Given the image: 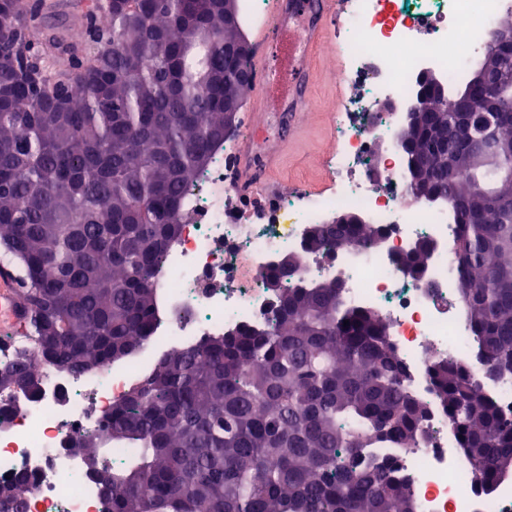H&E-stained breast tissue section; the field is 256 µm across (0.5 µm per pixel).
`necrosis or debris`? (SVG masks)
Here are the masks:
<instances>
[{
    "label": "necrosis or debris",
    "mask_w": 512,
    "mask_h": 512,
    "mask_svg": "<svg viewBox=\"0 0 512 512\" xmlns=\"http://www.w3.org/2000/svg\"><path fill=\"white\" fill-rule=\"evenodd\" d=\"M510 11L512 0H348L334 30L343 49L336 77L361 85L363 93L335 107L338 147L330 158V188L245 205L232 178L239 143L226 138L190 191L183 233L158 277L160 316L144 353L78 375L32 357L41 392L23 399L11 426L0 431V482L21 473L34 479L27 512H103L99 486L81 478L82 464L69 451L74 440L98 430L113 403L149 368V353L195 346L242 325H265L276 302L264 277L287 252L301 258L296 283L340 281L345 305L379 314L406 385L430 403L421 432L399 452L405 488L419 512H512V480L478 491L452 423L432 403L428 371L437 360L466 364L476 390L508 418L512 380L483 370L451 274L455 213L414 200L398 144L400 117L385 109L391 100L414 102L415 78L424 67L459 79L486 47L495 18ZM369 112L379 113V123L367 124ZM339 209L382 225L385 249L361 257L348 250L309 251L312 225ZM420 241L431 257L422 278L412 281L392 253Z\"/></svg>",
    "instance_id": "1"
}]
</instances>
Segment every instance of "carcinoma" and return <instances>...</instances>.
Returning a JSON list of instances; mask_svg holds the SVG:
<instances>
[{
	"label": "carcinoma",
	"instance_id": "obj_1",
	"mask_svg": "<svg viewBox=\"0 0 512 512\" xmlns=\"http://www.w3.org/2000/svg\"><path fill=\"white\" fill-rule=\"evenodd\" d=\"M84 17L91 59L71 62L67 109L19 87L0 103V262L19 270L35 352L73 373L124 360L149 341L156 273L182 230L187 196L224 146V105L253 85L250 58L229 52L222 0H98ZM37 45L40 9L14 0L0 24ZM499 74L492 105L465 83L447 114L419 100V129L399 142L421 155L441 119L448 158L425 165L424 190L457 213L460 294L485 374L512 377V203L486 200L502 169L478 155L487 134L512 137V51L484 55ZM467 178L458 183L455 175ZM372 224H315L308 249H382ZM265 327H244L165 354L104 418L112 465L96 433L74 442L80 476L96 466L105 512H418L401 459L373 457L417 434L429 407L405 385L387 328L344 305L336 281L281 284L299 267L282 257ZM434 401L455 424L485 490L512 478V419L474 388L466 368L430 369ZM33 397L28 355L0 379ZM34 483L20 476L0 512H20Z\"/></svg>",
	"mask_w": 512,
	"mask_h": 512
}]
</instances>
